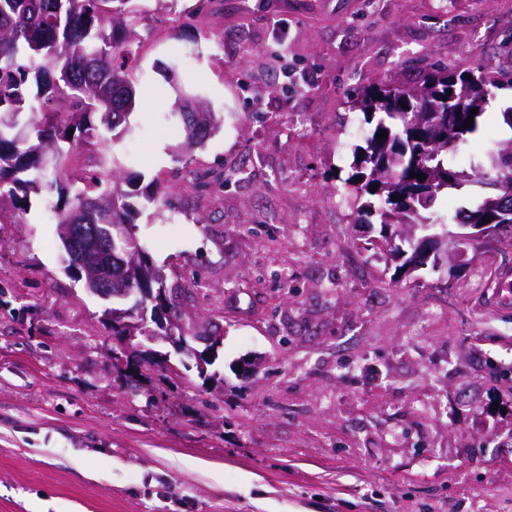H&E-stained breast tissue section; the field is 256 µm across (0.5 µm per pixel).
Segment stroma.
<instances>
[{"mask_svg":"<svg viewBox=\"0 0 512 512\" xmlns=\"http://www.w3.org/2000/svg\"><path fill=\"white\" fill-rule=\"evenodd\" d=\"M123 21L142 37L114 147L135 234L196 349L220 337L224 381L191 358L177 378L116 372L110 303L67 271L45 197L0 210V512H512V245L461 246L448 218L482 188L429 211L465 265L413 274L339 194L364 143L348 92L418 86L440 58L512 67V0H138ZM181 89L224 118L185 162L167 119ZM511 105L493 91L449 164L512 138ZM244 278L263 303L224 319Z\"/></svg>","mask_w":512,"mask_h":512,"instance_id":"obj_1","label":"stroma"}]
</instances>
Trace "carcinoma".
<instances>
[{"mask_svg":"<svg viewBox=\"0 0 512 512\" xmlns=\"http://www.w3.org/2000/svg\"><path fill=\"white\" fill-rule=\"evenodd\" d=\"M131 0H0V209L6 205L23 211L30 195H56L50 205L63 227L79 224L83 234L102 232L109 224H130L134 206L122 184L129 177L115 160L108 133L125 130L126 119L136 105V93L128 79L127 62L136 55V36L121 28L118 19ZM498 87L491 69H459L438 60L420 87L373 82L350 93L348 103L362 112L369 125L363 149H355L351 174L344 185L346 200L363 221L376 217L381 228L401 224L433 226L423 215L439 194L474 182L488 192L478 206L466 211L467 220L512 225V139L487 154V165L472 172L448 165V146L468 140L484 122L491 89ZM452 90L447 94L446 90ZM474 122L466 126L471 110ZM181 125L179 150L189 153L201 147L219 128V118L198 101L171 113ZM386 138L377 139V132ZM80 141L94 147L92 176L73 189L69 152L63 144ZM423 173L420 181L409 173ZM112 176L117 187L102 188V176ZM378 185L372 193V185ZM400 200L393 201L391 197ZM118 248L129 252L135 286L126 287L136 298L128 309L112 308L114 336H151L149 302L143 288H164L166 279L155 272L143 247L129 229L128 237L115 238ZM393 255L402 266L426 265L416 252L397 246ZM258 280L229 284L235 299L256 291Z\"/></svg>","mask_w":512,"mask_h":512,"instance_id":"1","label":"carcinoma"}]
</instances>
